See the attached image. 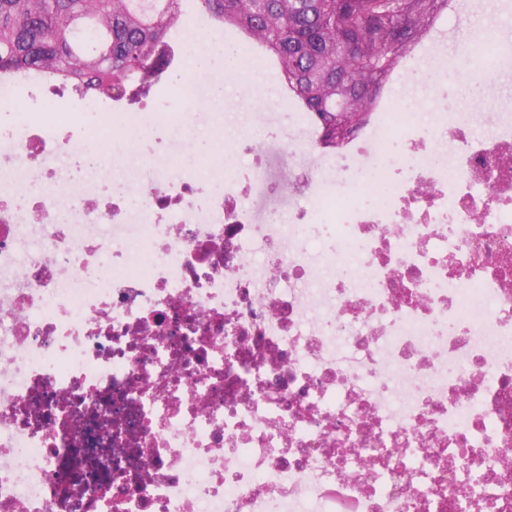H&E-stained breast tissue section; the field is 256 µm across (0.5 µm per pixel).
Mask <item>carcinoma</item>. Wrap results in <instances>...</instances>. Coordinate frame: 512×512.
<instances>
[{"label": "carcinoma", "mask_w": 512, "mask_h": 512, "mask_svg": "<svg viewBox=\"0 0 512 512\" xmlns=\"http://www.w3.org/2000/svg\"><path fill=\"white\" fill-rule=\"evenodd\" d=\"M182 0H0V78L34 72L63 93L134 105L172 65ZM219 26L257 40L288 94L319 117L320 145L343 147L378 90L449 0H198ZM359 117L340 129L345 113Z\"/></svg>", "instance_id": "cac0c4a2"}]
</instances>
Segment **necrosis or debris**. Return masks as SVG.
<instances>
[{
  "mask_svg": "<svg viewBox=\"0 0 512 512\" xmlns=\"http://www.w3.org/2000/svg\"><path fill=\"white\" fill-rule=\"evenodd\" d=\"M471 64L338 152L250 96L204 175L138 159L175 108L0 114V512H512V114L463 112ZM87 138L120 194L58 166Z\"/></svg>",
  "mask_w": 512,
  "mask_h": 512,
  "instance_id": "necrosis-or-debris-1",
  "label": "necrosis or debris"
}]
</instances>
